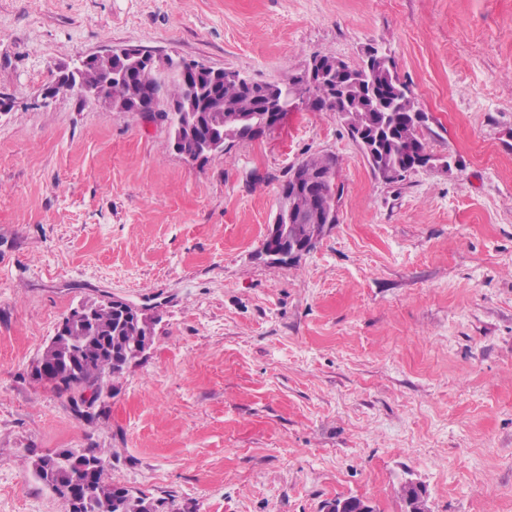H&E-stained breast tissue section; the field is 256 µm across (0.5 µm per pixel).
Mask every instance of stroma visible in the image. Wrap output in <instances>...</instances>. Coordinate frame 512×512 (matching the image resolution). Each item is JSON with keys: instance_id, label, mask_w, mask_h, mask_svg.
<instances>
[{"instance_id": "stroma-1", "label": "stroma", "mask_w": 512, "mask_h": 512, "mask_svg": "<svg viewBox=\"0 0 512 512\" xmlns=\"http://www.w3.org/2000/svg\"><path fill=\"white\" fill-rule=\"evenodd\" d=\"M382 47L437 163L375 177L332 112L188 162L165 125L79 91V57L136 46L276 83ZM0 512H65L41 455L180 512H512V0H0ZM330 153L338 222L261 253L282 177ZM150 309L94 421L34 365L78 304ZM322 512H375L368 500L361 498H336L325 502Z\"/></svg>"}]
</instances>
